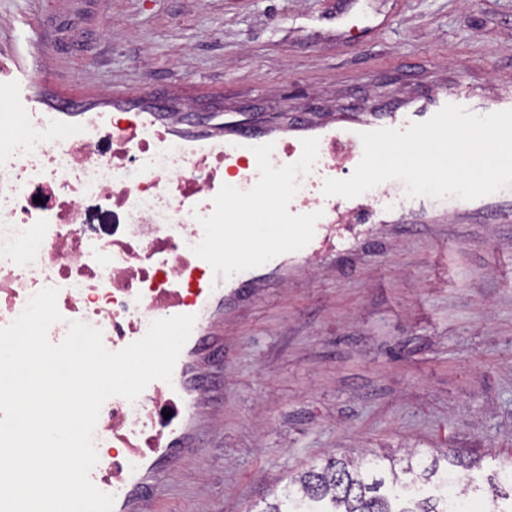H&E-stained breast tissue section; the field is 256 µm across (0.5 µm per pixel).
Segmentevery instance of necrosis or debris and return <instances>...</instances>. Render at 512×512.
Wrapping results in <instances>:
<instances>
[{
  "label": "necrosis or debris",
  "mask_w": 512,
  "mask_h": 512,
  "mask_svg": "<svg viewBox=\"0 0 512 512\" xmlns=\"http://www.w3.org/2000/svg\"><path fill=\"white\" fill-rule=\"evenodd\" d=\"M129 127L114 122L105 140L56 148L37 129L13 136L14 160L0 169V292L32 296L46 287L83 322L98 326L111 345L112 315L136 298L150 323L179 303L175 287L196 280L195 251L207 215L189 212L186 197L207 180L176 143L128 145ZM333 164L326 153H305L279 181L302 206L318 204V182Z\"/></svg>",
  "instance_id": "obj_1"
}]
</instances>
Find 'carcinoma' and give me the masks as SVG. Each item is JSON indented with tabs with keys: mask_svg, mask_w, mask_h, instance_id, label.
<instances>
[{
	"mask_svg": "<svg viewBox=\"0 0 512 512\" xmlns=\"http://www.w3.org/2000/svg\"><path fill=\"white\" fill-rule=\"evenodd\" d=\"M479 463L478 458L450 461L445 454L423 466L411 454L398 472L395 459L387 455L367 467L331 457L295 477L296 496L288 491L281 498L275 495L263 512H448L443 487L452 478L480 490L470 475Z\"/></svg>",
	"mask_w": 512,
	"mask_h": 512,
	"instance_id": "cac0c4a2",
	"label": "carcinoma"
}]
</instances>
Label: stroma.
I'll return each instance as SVG.
<instances>
[{
  "mask_svg": "<svg viewBox=\"0 0 512 512\" xmlns=\"http://www.w3.org/2000/svg\"><path fill=\"white\" fill-rule=\"evenodd\" d=\"M346 12L344 26L335 15ZM50 83L137 94L193 132L213 113L351 125L460 82L512 81V0H0ZM306 248L224 294L223 381L147 512H261L330 456H512V193L298 233Z\"/></svg>",
  "mask_w": 512,
  "mask_h": 512,
  "instance_id": "stroma-1",
  "label": "stroma"
}]
</instances>
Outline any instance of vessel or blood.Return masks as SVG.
Returning a JSON list of instances; mask_svg holds the SVG:
<instances>
[{
  "mask_svg": "<svg viewBox=\"0 0 512 512\" xmlns=\"http://www.w3.org/2000/svg\"><path fill=\"white\" fill-rule=\"evenodd\" d=\"M41 41L38 29L21 24L14 29V46L8 56H0V73L12 70L17 74L11 84H0V128L23 131L40 125L45 135L67 143L85 136L102 135L112 122L106 110L75 112L71 106L79 98V91L55 89L56 111H45L42 94L47 79L44 71H30L28 55ZM462 106L478 115L512 109V95L503 94L493 101H485L470 88H459L444 93L429 105H406L374 114L373 118L358 121L353 126H330L312 141L274 137L261 129L241 126L235 129L214 124L207 137L212 150L223 151L225 158L242 157L250 160L252 173L243 186L242 193L251 200L261 198L273 179L284 170L289 157L296 152L312 148L326 151L337 162L338 168L355 170L362 157L360 133L381 128L406 129L410 124L430 119L445 105ZM135 129L165 141L174 134L173 122L162 121L154 109L145 108L136 115ZM283 222L292 223L306 231L314 232L325 224H354L372 215V208L358 199L332 196L322 210H298L287 196L278 199ZM201 233L210 242L196 256L197 265L208 269L214 282L228 279L243 280L247 270L279 262L293 247L288 239L275 245L256 244L233 256L224 250L223 224H205ZM190 312L196 318L188 338L195 351L212 364L224 361L222 339L213 336L207 326L209 303H197L190 309L174 306L167 309V316ZM187 382L184 362H177L171 382L155 380L143 391L152 403L164 404L169 417L163 427L135 426L124 429L123 436L129 444V458L120 470H112L104 462H97L90 472L92 483L101 491L112 494L121 512H144L149 501L163 491L158 473L159 466L171 467L179 463L189 444L187 427L198 416L200 400L184 398L182 390Z\"/></svg>",
  "mask_w": 512,
  "mask_h": 512,
  "instance_id": "vessel-or-blood-1",
  "label": "vessel or blood"
}]
</instances>
